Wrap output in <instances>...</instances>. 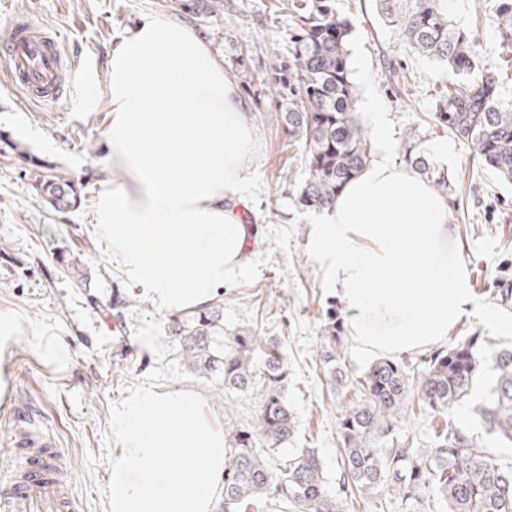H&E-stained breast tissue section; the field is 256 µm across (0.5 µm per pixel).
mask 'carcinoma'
I'll use <instances>...</instances> for the list:
<instances>
[{
  "label": "carcinoma",
  "instance_id": "1",
  "mask_svg": "<svg viewBox=\"0 0 512 512\" xmlns=\"http://www.w3.org/2000/svg\"><path fill=\"white\" fill-rule=\"evenodd\" d=\"M502 50L512 52V0H494ZM294 33L288 63L280 67V118L289 145L305 161L297 205L334 207L344 186L369 162L371 140L355 110V85L347 50L350 24L335 0H283ZM385 25L398 40L460 77L435 98V123L464 141L472 157L512 183V102L501 99L504 71L484 64L479 42L452 24L442 0H376ZM414 172L448 193V172L436 165L416 132L404 143ZM33 188L57 211L71 209L79 192L70 179L40 174ZM60 268L77 280L85 268L74 254L59 256ZM343 328L327 313L321 336L326 383L341 403L337 434L342 446L340 482L358 498L383 497L399 512H512V461L480 447L468 433L445 425L429 448L395 433L406 412L445 416L470 396L484 369L496 384L473 407L487 434L512 448V349L497 348L474 334L434 353L415 371L391 358L373 361L361 374L343 362ZM169 335L186 369L213 380L224 392L257 395L250 420L224 426L231 461L224 469L220 512H238L244 502L270 499L292 512H338L317 453L305 448L285 464L271 465L269 451L295 435L286 394L288 366L276 342L253 331L224 335V307L216 302L171 319Z\"/></svg>",
  "mask_w": 512,
  "mask_h": 512
}]
</instances>
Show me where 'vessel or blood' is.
Segmentation results:
<instances>
[{
    "instance_id": "b4317fda",
    "label": "vessel or blood",
    "mask_w": 512,
    "mask_h": 512,
    "mask_svg": "<svg viewBox=\"0 0 512 512\" xmlns=\"http://www.w3.org/2000/svg\"><path fill=\"white\" fill-rule=\"evenodd\" d=\"M0 64L10 83L26 88L32 100L54 101L67 95L59 74L57 40L16 20L0 34ZM9 443L17 463L0 474V512H80L53 435L33 424H16Z\"/></svg>"
}]
</instances>
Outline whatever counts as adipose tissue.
Here are the masks:
<instances>
[{"label":"adipose tissue","instance_id":"ef3b65f1","mask_svg":"<svg viewBox=\"0 0 512 512\" xmlns=\"http://www.w3.org/2000/svg\"><path fill=\"white\" fill-rule=\"evenodd\" d=\"M103 112L112 177L92 217L126 277L164 313L195 310L240 277L257 147L224 62L191 25L145 15L113 49ZM448 198L378 158L312 223L313 255L366 354L404 355L447 341L463 318L502 333L512 318L482 304L449 222Z\"/></svg>","mask_w":512,"mask_h":512}]
</instances>
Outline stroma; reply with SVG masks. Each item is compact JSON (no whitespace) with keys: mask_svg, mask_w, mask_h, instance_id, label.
I'll return each instance as SVG.
<instances>
[{"mask_svg":"<svg viewBox=\"0 0 512 512\" xmlns=\"http://www.w3.org/2000/svg\"><path fill=\"white\" fill-rule=\"evenodd\" d=\"M444 5L457 25L474 29L485 60L498 64L502 50L490 0H445ZM336 9L351 25L349 63L362 125L371 124L369 100L385 109L387 140L373 142L372 156L384 153L403 164L404 142L416 129L434 151L447 144V154L435 151L433 159L448 171L449 221L469 265L470 285L482 302L512 313V185L472 159L466 144L432 118L435 93L454 81L453 72L397 41L381 24L374 0H336ZM148 13L185 21L202 33L247 104L257 135L248 160L255 233L247 269L218 294L224 331H255L278 342L286 358L288 404L297 428L272 458L315 449L330 482H337L341 403L319 361L325 312L337 299L313 257L314 213L295 201L304 159L289 147L279 119L282 98L275 80L288 58L292 22L278 0H225L215 11L208 0H0V29L26 16L57 35L66 76L74 84L70 97L43 103L0 75V325L7 320L15 325L10 333L0 329V395L11 394L16 414L34 416L55 435L81 512H107L112 408L176 355L168 336L170 314L159 312L144 289L124 276L90 222L98 185L111 178L112 169L100 136L105 115L82 111L81 101L90 83L106 84L113 48ZM390 60L401 62L408 93L387 82ZM40 162L82 184L79 207L58 212L35 196L32 183ZM285 167L292 170L291 179H283ZM77 235L87 244L80 256L88 273L83 283L57 264ZM128 297L133 303L124 309V321H115L114 299ZM54 345L65 349L64 365L48 362L46 351ZM493 380V372L484 371L469 400L450 418L403 415L398 435L428 448L437 429L450 421L469 430L482 447L512 456V449H499L471 412ZM157 388L200 394L220 423L249 420L256 406L254 397L224 396L202 377L166 380Z\"/></svg>","mask_w":512,"mask_h":512,"instance_id":"obj_1","label":"stroma"}]
</instances>
